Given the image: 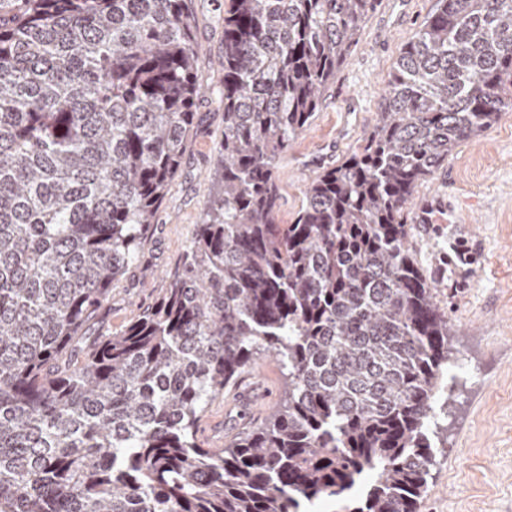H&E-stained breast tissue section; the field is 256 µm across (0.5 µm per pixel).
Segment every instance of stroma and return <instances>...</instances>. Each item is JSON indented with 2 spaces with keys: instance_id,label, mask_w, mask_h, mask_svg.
<instances>
[{
  "instance_id": "1",
  "label": "stroma",
  "mask_w": 512,
  "mask_h": 512,
  "mask_svg": "<svg viewBox=\"0 0 512 512\" xmlns=\"http://www.w3.org/2000/svg\"><path fill=\"white\" fill-rule=\"evenodd\" d=\"M228 0H193L205 81L224 83ZM435 0H380L313 121L278 163L276 220L291 223L311 180L360 149L372 132L382 90L405 42ZM181 167L159 208L137 265L112 287L92 328L123 331L160 298L190 246L214 183L213 156L224 134L218 103L201 98ZM409 248L453 329L435 407V462L419 512H512V110L458 146L417 189L405 211ZM288 389L278 362L258 354L236 385L212 401L198 437L224 448L261 424Z\"/></svg>"
}]
</instances>
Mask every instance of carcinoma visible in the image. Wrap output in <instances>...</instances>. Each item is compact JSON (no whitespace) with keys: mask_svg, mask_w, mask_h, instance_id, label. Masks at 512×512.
Masks as SVG:
<instances>
[{"mask_svg":"<svg viewBox=\"0 0 512 512\" xmlns=\"http://www.w3.org/2000/svg\"><path fill=\"white\" fill-rule=\"evenodd\" d=\"M377 0H229L224 140L169 286L92 336L207 93L192 0H0V512H417L452 328L407 246L418 185L512 109V0H436L361 150L276 222L274 171ZM288 394L198 423L254 355ZM269 354H258L237 384L212 401L199 427L207 448H225L261 424L285 397L288 380Z\"/></svg>","mask_w":512,"mask_h":512,"instance_id":"carcinoma-1","label":"carcinoma"}]
</instances>
